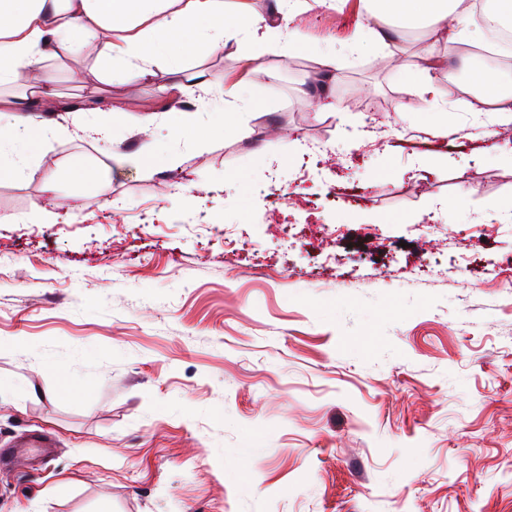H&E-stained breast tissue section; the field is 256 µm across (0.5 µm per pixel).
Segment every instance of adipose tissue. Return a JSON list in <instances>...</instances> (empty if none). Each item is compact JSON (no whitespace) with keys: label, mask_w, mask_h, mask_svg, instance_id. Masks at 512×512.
I'll return each instance as SVG.
<instances>
[{"label":"adipose tissue","mask_w":512,"mask_h":512,"mask_svg":"<svg viewBox=\"0 0 512 512\" xmlns=\"http://www.w3.org/2000/svg\"><path fill=\"white\" fill-rule=\"evenodd\" d=\"M306 1L279 0L275 15L267 18L227 12L224 0H0V85L25 78L31 87L30 94L0 103V179L37 175L45 191H55L56 174H36L31 165L42 145L57 131L54 123L44 120V113L66 109L52 91L54 73L43 62L73 57L75 40L97 39L110 59V77L114 80L149 76L158 60H166L169 87L181 91L185 88L182 59L223 49L227 33L246 31L259 46H303L294 20ZM373 2L359 26L373 44L385 43L383 27L392 15L426 20L436 25L439 36L463 47L478 38L477 33L467 34L443 25L462 0ZM470 75L481 91L467 101V110L495 112L500 124L512 125V105L504 101L497 74L474 68ZM444 79L434 50H426L405 77L406 97L400 109H421L433 135L445 141L454 132L443 117ZM251 107L243 82L225 84L220 121L212 127H198L197 136L208 138L224 132L247 136L249 129L239 122L238 115Z\"/></svg>","instance_id":"ef3b65f1"}]
</instances>
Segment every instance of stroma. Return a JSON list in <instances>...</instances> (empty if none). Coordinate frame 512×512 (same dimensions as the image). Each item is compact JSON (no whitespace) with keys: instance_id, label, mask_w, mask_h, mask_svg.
Returning <instances> with one entry per match:
<instances>
[{"instance_id":"stroma-1","label":"stroma","mask_w":512,"mask_h":512,"mask_svg":"<svg viewBox=\"0 0 512 512\" xmlns=\"http://www.w3.org/2000/svg\"><path fill=\"white\" fill-rule=\"evenodd\" d=\"M363 7L303 10L305 47L256 51L248 138L191 132L247 36L183 59L205 112L165 91L162 62L113 82L99 52L77 80L45 60L67 103L132 124L111 142L61 121L36 159L108 168L109 194L0 182V213L23 218L0 223V512H512V125L448 95L441 147L400 109L404 71L429 46L457 67L458 46L349 53ZM183 102L188 129L168 133ZM150 143L177 165H110Z\"/></svg>"}]
</instances>
